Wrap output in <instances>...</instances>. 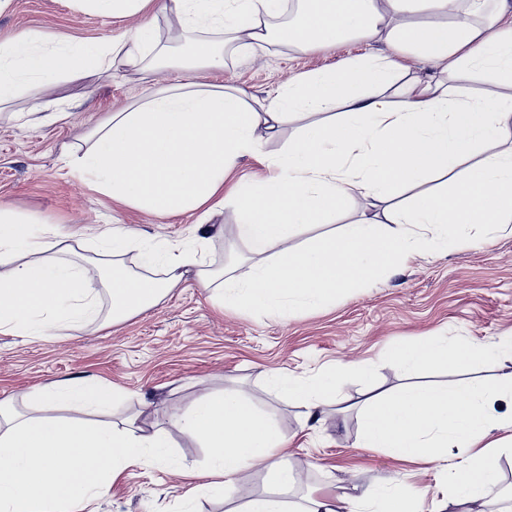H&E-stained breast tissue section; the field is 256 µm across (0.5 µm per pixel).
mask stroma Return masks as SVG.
Segmentation results:
<instances>
[{"mask_svg": "<svg viewBox=\"0 0 512 512\" xmlns=\"http://www.w3.org/2000/svg\"><path fill=\"white\" fill-rule=\"evenodd\" d=\"M138 17L116 18L87 12L80 0H10L0 10V44L17 34H41L52 51L59 36L72 44L112 41L131 30ZM362 40L336 49L297 52L270 44L257 57L224 49V66L199 73L203 82L236 85L262 96L275 95L290 77L335 69L348 58L369 53ZM137 72L117 66L87 78L50 77L46 88L22 93L0 108V206L37 224L50 225L68 245L67 260L99 259L100 236L114 222L138 234L142 245L159 242L186 246L194 241V216L158 220L132 210H113L112 202L72 173L67 153L77 136L97 119L152 91ZM37 110L40 123L25 115ZM222 237L209 247L213 268L247 276L251 263L230 230L232 217L213 218ZM463 248L410 258L383 279L339 296L332 306L281 320L235 309H219L186 274L157 305L121 322L102 314L96 331L79 336L29 337L0 333V400L21 399L35 387L93 378L110 391L113 420L141 414L172 443L166 464L126 468L113 482L99 512H181L182 496L194 482L173 475V468L205 469L208 451L171 425V414L188 410L203 392L244 391L255 407L271 414L289 438L290 466L312 489L330 478L366 473L386 485L395 472L424 489V512L444 501L450 468L462 456L449 449L446 466L389 458L361 448V419L353 405L364 385L347 372L338 396L343 406H323L316 428L304 410L277 398L268 385L271 373L285 369L299 376L320 367L371 365L378 390L390 392L404 379L390 360L391 350L417 337L443 336L452 343L496 346L512 335V234L493 241L472 229ZM512 372V355L488 363L460 362L427 367L419 378L456 382Z\"/></svg>", "mask_w": 512, "mask_h": 512, "instance_id": "stroma-1", "label": "stroma"}]
</instances>
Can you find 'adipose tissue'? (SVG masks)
<instances>
[{"instance_id": "obj_1", "label": "adipose tissue", "mask_w": 512, "mask_h": 512, "mask_svg": "<svg viewBox=\"0 0 512 512\" xmlns=\"http://www.w3.org/2000/svg\"><path fill=\"white\" fill-rule=\"evenodd\" d=\"M94 13L144 16L132 34L106 46L87 44L57 58L36 34L0 49V106L43 86L53 68L65 75L110 71L120 64L156 78L169 62L193 73L221 66L225 45L256 54L275 42L300 52L358 38L378 52L347 59L337 70L287 82L272 97L189 80L138 97L100 118L74 145L72 170L126 208L155 218L197 215L189 247L158 243L113 226L103 242L112 273L102 277L60 257L45 226L0 208V332L75 335L94 328L101 293L120 322L161 301L187 272L212 289L215 305L283 320L330 306L350 289L413 256L464 247L470 225L497 235L512 226V0H298L292 22L275 26L286 0H84ZM175 15L195 48L172 58L151 21ZM416 50L427 76L410 73L396 50ZM307 119L284 151L263 157L270 177L232 191L224 179L246 156H263L268 137L290 117ZM381 205L380 219H361L296 246L299 228L332 224L352 205ZM232 210L235 236L247 248V279L217 272L207 260L209 218ZM140 254L139 272L122 264ZM512 352L449 347L434 336L398 348L405 374L423 366ZM342 372L331 366L310 379L276 372V395L317 420L335 400ZM512 399V373L456 386L409 384L362 401L359 443L392 458L443 462L466 450L450 476L448 498L490 503L503 453L490 436L512 431V416L492 413ZM104 411L110 395L95 380L66 381L0 400V512H96L111 480L133 464L164 461L171 445L161 431L130 416L90 421L52 413L56 403ZM174 426L209 452L207 492L236 491L229 512H420L419 491L402 473L386 486L360 478L300 498L298 473L283 459L287 438L239 390L203 393ZM487 445L469 453L470 444ZM265 487L246 489L249 472Z\"/></svg>"}]
</instances>
